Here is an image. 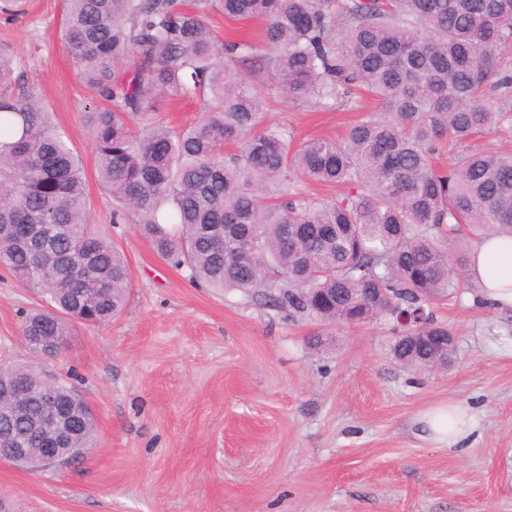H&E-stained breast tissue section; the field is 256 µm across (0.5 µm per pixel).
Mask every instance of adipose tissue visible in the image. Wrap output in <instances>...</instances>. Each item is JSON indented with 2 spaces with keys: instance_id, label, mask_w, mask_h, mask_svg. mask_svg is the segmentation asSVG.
Wrapping results in <instances>:
<instances>
[{
  "instance_id": "adipose-tissue-1",
  "label": "adipose tissue",
  "mask_w": 512,
  "mask_h": 512,
  "mask_svg": "<svg viewBox=\"0 0 512 512\" xmlns=\"http://www.w3.org/2000/svg\"><path fill=\"white\" fill-rule=\"evenodd\" d=\"M467 269L470 279L479 286L485 304L512 308V237L479 239L470 252ZM420 422L431 442L454 447L469 435L472 415L466 405L445 404L426 412Z\"/></svg>"
}]
</instances>
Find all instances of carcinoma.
<instances>
[{
    "label": "carcinoma",
    "mask_w": 512,
    "mask_h": 512,
    "mask_svg": "<svg viewBox=\"0 0 512 512\" xmlns=\"http://www.w3.org/2000/svg\"><path fill=\"white\" fill-rule=\"evenodd\" d=\"M262 25L259 69L282 95L328 107L353 86L381 100L336 140L294 148L285 128L257 130L265 101L239 63L254 51L207 22ZM61 40L77 75L106 102L84 115L99 185L115 222L133 213L164 261L210 288L273 303L325 325L399 320L393 356L419 372L446 368L455 346L430 305L475 284L448 262L444 239L470 226L512 235V153L460 151L448 169L436 143L464 144L512 122V0H62ZM24 64L0 42V268L39 292L24 318L31 353L55 357L72 322L105 326L128 303L125 255L91 223L85 162L34 91H16ZM202 101L207 116L178 132L153 120L163 102ZM345 185L312 199L297 179ZM22 384L44 394L37 363L0 367V404ZM79 429L97 421L61 382ZM22 448L42 447L27 420H6Z\"/></svg>",
    "instance_id": "1"
}]
</instances>
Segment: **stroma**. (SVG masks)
Masks as SVG:
<instances>
[{
  "mask_svg": "<svg viewBox=\"0 0 512 512\" xmlns=\"http://www.w3.org/2000/svg\"><path fill=\"white\" fill-rule=\"evenodd\" d=\"M61 0L0 12V39L24 59L34 89L83 156L93 223L127 257L131 295L104 328L75 325L54 359L22 338L36 292L0 269V358L38 361L91 405L97 451L66 468L0 463V512H512V309L470 292L435 305L456 335L448 370L418 373L392 352L393 321L333 325L330 348L308 343L314 322L193 281L161 260L95 174L83 114L96 99L60 38ZM262 125L295 141L334 140L375 101L329 110L276 94ZM468 405L457 448L422 435L419 416Z\"/></svg>",
  "mask_w": 512,
  "mask_h": 512,
  "instance_id": "stroma-1",
  "label": "stroma"
}]
</instances>
